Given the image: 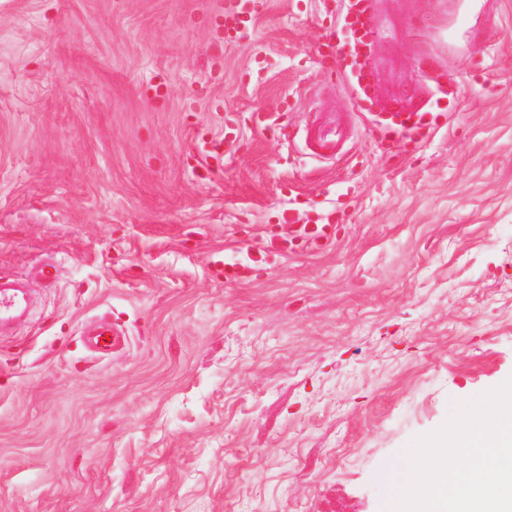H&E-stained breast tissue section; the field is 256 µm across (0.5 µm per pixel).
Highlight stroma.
<instances>
[{
	"label": "stroma",
	"instance_id": "1",
	"mask_svg": "<svg viewBox=\"0 0 512 512\" xmlns=\"http://www.w3.org/2000/svg\"><path fill=\"white\" fill-rule=\"evenodd\" d=\"M229 6L0 0V274L32 311L0 342V512H381L379 472L512 375V0H377L374 101L462 74L393 153L313 51L323 0H252L224 43ZM295 186L334 242L225 282ZM122 331L112 327L111 324L101 323L99 328L90 332L87 336H92L88 342L98 351L107 352L117 347L122 339ZM109 337V340L105 339Z\"/></svg>",
	"mask_w": 512,
	"mask_h": 512
}]
</instances>
